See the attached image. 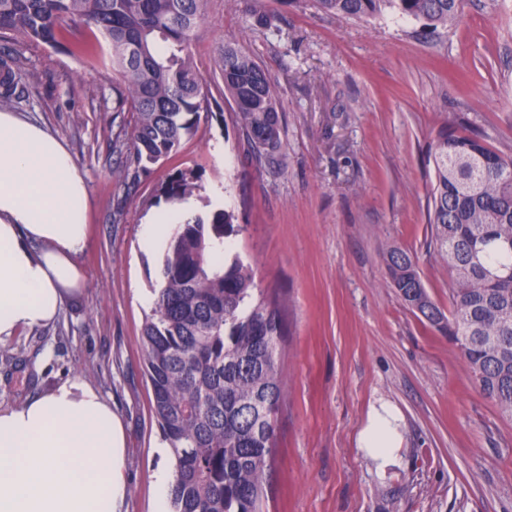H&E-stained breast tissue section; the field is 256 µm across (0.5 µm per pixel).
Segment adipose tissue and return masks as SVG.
I'll return each instance as SVG.
<instances>
[{
	"label": "adipose tissue",
	"mask_w": 512,
	"mask_h": 512,
	"mask_svg": "<svg viewBox=\"0 0 512 512\" xmlns=\"http://www.w3.org/2000/svg\"><path fill=\"white\" fill-rule=\"evenodd\" d=\"M89 196L69 151L43 126L0 112V340L54 322L85 274ZM401 415L370 407L360 449L398 461ZM126 436L100 392L73 377L0 409V512H120Z\"/></svg>",
	"instance_id": "ef3b65f1"
}]
</instances>
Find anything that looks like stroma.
<instances>
[{
	"label": "stroma",
	"instance_id": "obj_1",
	"mask_svg": "<svg viewBox=\"0 0 512 512\" xmlns=\"http://www.w3.org/2000/svg\"><path fill=\"white\" fill-rule=\"evenodd\" d=\"M228 42L278 86L281 148L256 160L223 98L196 136L144 171L112 147L131 115L114 109L108 43L90 55L22 48L23 94L9 109L72 153L91 231L78 258L84 288L60 319L0 341V407L83 378L125 424L122 512H155L152 474L172 456L142 365L161 254L141 235L170 207L161 185L192 169L200 190L187 214L233 211L240 231L228 254L287 300L265 512H512V420L476 391L454 344L403 303L384 260L391 245L414 254L448 306L450 272L427 250V151L441 124L463 119L512 154V0H464L447 30L392 14L346 20L312 0H208L192 45L203 83L214 85ZM380 399L400 410L404 434L384 478L357 446Z\"/></svg>",
	"mask_w": 512,
	"mask_h": 512
}]
</instances>
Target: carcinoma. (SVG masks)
I'll return each mask as SVG.
<instances>
[{"label": "carcinoma", "instance_id": "cac0c4a2", "mask_svg": "<svg viewBox=\"0 0 512 512\" xmlns=\"http://www.w3.org/2000/svg\"><path fill=\"white\" fill-rule=\"evenodd\" d=\"M208 0H0V35L16 46H58L70 25L102 34L121 84L115 112L131 130L115 141L138 163L156 164L195 136L211 92L191 45ZM463 0H315L345 19L385 13L446 28ZM23 68L18 50L0 52V105L12 101ZM219 78L234 120L258 159L281 147L277 86L264 66L226 44ZM429 248L448 267L451 308L430 296L415 256L385 252L388 276L405 304L448 337L471 383L512 420V156L477 131L442 126L429 150ZM193 170L161 187L169 202L197 190ZM219 208L177 225L162 254L154 307L141 331L151 411L171 450L173 512H262L265 469L284 402L280 351L288 324L277 295L258 287L251 264L224 254L236 232Z\"/></svg>", "mask_w": 512, "mask_h": 512}]
</instances>
